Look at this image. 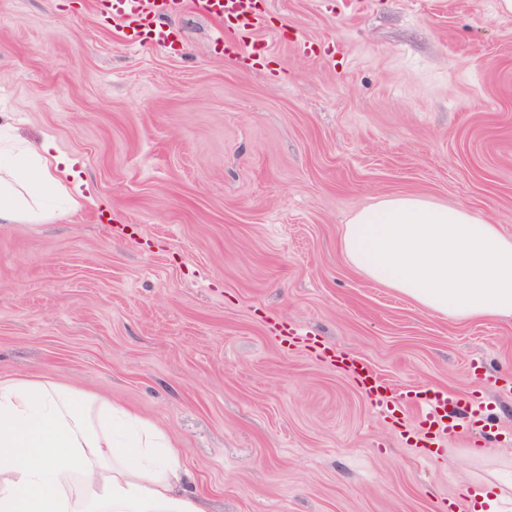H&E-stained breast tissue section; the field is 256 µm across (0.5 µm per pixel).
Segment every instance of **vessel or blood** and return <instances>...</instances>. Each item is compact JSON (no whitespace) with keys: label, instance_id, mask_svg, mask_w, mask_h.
Returning a JSON list of instances; mask_svg holds the SVG:
<instances>
[{"label":"vessel or blood","instance_id":"b4317fda","mask_svg":"<svg viewBox=\"0 0 512 512\" xmlns=\"http://www.w3.org/2000/svg\"><path fill=\"white\" fill-rule=\"evenodd\" d=\"M104 5L131 32L146 30L151 43L165 48L174 47L176 35L165 26L164 17L175 15L187 7L219 22L226 15L237 14L239 23L235 32L224 29L217 32L218 41L232 52L241 49L245 34L262 19L261 8L242 7L240 0H104ZM349 368L375 407L391 415L403 407H412L416 419L427 432L455 436L470 424L489 420L487 399L481 390H473L463 398L442 388L395 391L386 387L364 366L353 362Z\"/></svg>","mask_w":512,"mask_h":512}]
</instances>
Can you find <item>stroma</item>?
I'll return each instance as SVG.
<instances>
[{"label":"stroma","instance_id":"stroma-1","mask_svg":"<svg viewBox=\"0 0 512 512\" xmlns=\"http://www.w3.org/2000/svg\"><path fill=\"white\" fill-rule=\"evenodd\" d=\"M264 9L246 40L265 52L229 56L190 9L173 51L128 42L98 0H0V144L53 139L90 194L66 219L0 224V378L151 421L205 512H439L512 473V319L425 312L340 240L392 195L512 236V15L497 0ZM347 358L395 389L484 387L504 454L414 437Z\"/></svg>","mask_w":512,"mask_h":512}]
</instances>
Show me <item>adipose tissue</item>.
<instances>
[{
	"label": "adipose tissue",
	"instance_id": "ef3b65f1",
	"mask_svg": "<svg viewBox=\"0 0 512 512\" xmlns=\"http://www.w3.org/2000/svg\"><path fill=\"white\" fill-rule=\"evenodd\" d=\"M0 224L64 217L83 182L53 150L0 149ZM342 251L369 279L454 320L512 319V237L463 205L395 195L357 211ZM179 452L150 423L71 385L0 379V512H202Z\"/></svg>",
	"mask_w": 512,
	"mask_h": 512
}]
</instances>
